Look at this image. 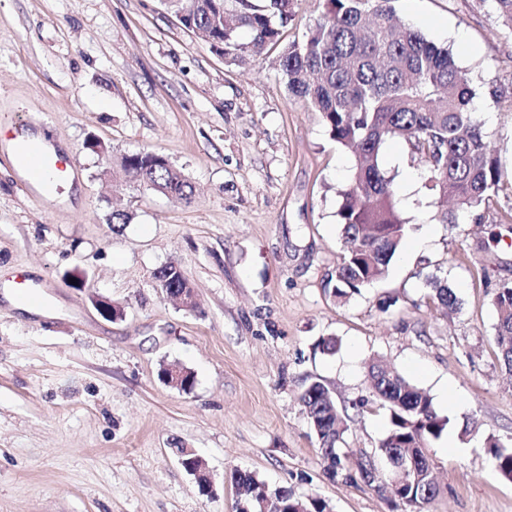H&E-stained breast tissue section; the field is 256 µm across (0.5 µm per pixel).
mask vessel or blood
Returning a JSON list of instances; mask_svg holds the SVG:
<instances>
[{"instance_id":"1","label":"vessel or blood","mask_w":512,"mask_h":512,"mask_svg":"<svg viewBox=\"0 0 512 512\" xmlns=\"http://www.w3.org/2000/svg\"><path fill=\"white\" fill-rule=\"evenodd\" d=\"M3 147L22 167L26 185L39 191L42 197L52 196L75 173L74 154L49 148L36 142L23 129L0 123V148Z\"/></svg>"}]
</instances>
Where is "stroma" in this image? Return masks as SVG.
<instances>
[{
    "label": "stroma",
    "instance_id": "stroma-1",
    "mask_svg": "<svg viewBox=\"0 0 512 512\" xmlns=\"http://www.w3.org/2000/svg\"><path fill=\"white\" fill-rule=\"evenodd\" d=\"M393 7L468 73L504 185L480 215L441 223L406 142L385 144L413 231L384 280L341 302L328 275L353 159L277 66L322 17L321 0H296L279 42L242 63L160 0H0V114L48 131L78 163L76 181L45 201L0 153V286L29 279L43 298L34 314L0 295V512H236V468L330 512H397L389 488L358 476L366 458L386 465L388 414L365 381L375 360L449 420L427 448L439 484L427 512H512V482L487 452L489 438L512 443L493 305L512 281V30L492 0ZM91 138L116 161L162 154L191 183L190 202L101 178ZM116 209L128 224L109 223ZM170 263L196 309L156 288ZM435 278L457 313L430 304ZM96 296L122 317L103 318ZM328 337L332 355L319 346ZM166 365L191 369L193 390L164 384ZM308 376L346 418L350 465L333 479L299 400ZM180 448L206 461L215 496L200 493Z\"/></svg>",
    "mask_w": 512,
    "mask_h": 512
}]
</instances>
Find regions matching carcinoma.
<instances>
[{
	"label": "carcinoma",
	"mask_w": 512,
	"mask_h": 512,
	"mask_svg": "<svg viewBox=\"0 0 512 512\" xmlns=\"http://www.w3.org/2000/svg\"><path fill=\"white\" fill-rule=\"evenodd\" d=\"M324 19L302 39L286 45L279 70L288 92L320 112L333 138L354 157L349 181L339 190L337 215L342 225L343 256L335 270L333 294L347 299L388 275L389 265L412 229L398 205L394 177L380 162L383 146L402 139L411 159L426 170L425 187L455 208L438 215L458 223L461 212H477L500 190L502 171L488 150L481 123L471 107L467 73L448 49L393 21L392 0H322ZM294 0H196L191 30L232 61H244L278 41L280 28L293 14ZM248 41H240V32ZM124 174L143 185L169 188L186 200L191 186L176 169L154 161L150 151L135 153ZM434 297L449 313L458 298L447 284L432 282ZM495 336L503 365L512 373V282H503L493 299ZM367 382L388 413L380 451L389 468L406 482L396 492L403 512H426L437 495L425 448L441 437L449 419L432 399L399 372L381 363L369 367ZM300 401L311 429L320 430V450L327 470L346 469L345 420L327 386L304 381ZM488 452L500 477L512 482V448L488 441ZM237 507L260 512L252 490L265 489L267 512H327L319 497L297 498L286 488L270 489L255 474H232Z\"/></svg>",
	"instance_id": "carcinoma-1"
}]
</instances>
